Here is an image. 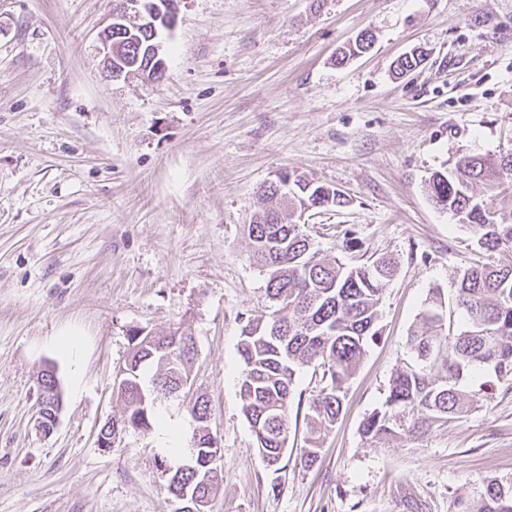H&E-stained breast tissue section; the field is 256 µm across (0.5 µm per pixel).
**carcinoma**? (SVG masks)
Instances as JSON below:
<instances>
[{
	"label": "carcinoma",
	"mask_w": 512,
	"mask_h": 512,
	"mask_svg": "<svg viewBox=\"0 0 512 512\" xmlns=\"http://www.w3.org/2000/svg\"><path fill=\"white\" fill-rule=\"evenodd\" d=\"M124 35L126 49L115 54L112 67L129 73L133 63L142 67L152 42L133 27ZM372 43L373 35L360 34L354 44L339 50L336 63L366 52ZM424 59L425 51H413L398 59L395 69L410 72ZM505 186L512 188V151L494 157L463 156L454 170L431 175L429 192L435 206L456 216L481 248L498 251L502 258L495 265L475 264L459 275L455 304L466 319L459 333L448 335L440 293L419 313L418 326L408 337L415 361L395 370L384 402L362 423L361 433L371 445L423 437L438 423L466 416L475 402L463 385L471 372L487 371L499 381L512 382V213H503L496 204ZM259 197L261 206L243 231L252 259L265 272L267 297L277 309L269 320H250L242 327L240 406L262 462L275 468L288 440L296 374L310 365L320 369L323 386L309 403L308 436L300 456V464L309 467L339 419L367 347L379 336V305L396 265L384 258L348 264L313 247L295 213L306 205L328 210L348 204L346 195L332 185L290 171L288 190L270 185ZM130 344L126 386L117 391L124 404L123 421L112 422L114 436L125 428H151L155 400L177 393L195 356L192 334L179 327L154 336L135 330ZM153 366L156 373L147 387L144 371ZM191 413L199 423L191 448V456L197 457L210 442L208 401L196 399ZM165 472L173 496L186 490L210 501L224 481L220 477L205 482L185 464ZM455 508L512 512V481L486 480L478 497L459 498Z\"/></svg>",
	"instance_id": "carcinoma-1"
}]
</instances>
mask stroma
Segmentation results:
<instances>
[{
	"instance_id": "stroma-1",
	"label": "stroma",
	"mask_w": 512,
	"mask_h": 512,
	"mask_svg": "<svg viewBox=\"0 0 512 512\" xmlns=\"http://www.w3.org/2000/svg\"><path fill=\"white\" fill-rule=\"evenodd\" d=\"M110 8L0 0V512H174L165 469L190 459L200 396L222 446L210 512H455L485 478L512 480V386L489 375L466 383L475 410L423 438L375 447L361 434L412 358L431 293L462 329L455 282L496 259L433 204L428 178L512 148V0H179L158 81L106 75ZM366 31L373 48L337 64ZM416 48L427 59L396 75ZM283 170L349 198L309 216L315 248L350 263L387 256L398 272L309 468L299 457L321 374L297 375L275 471L241 412L237 344L275 309L242 226ZM173 327L196 342L191 382L153 411L183 426L184 453L154 428L98 447L124 410L115 384L131 330ZM66 334L77 352L61 349ZM47 365L63 408L44 435Z\"/></svg>"
}]
</instances>
